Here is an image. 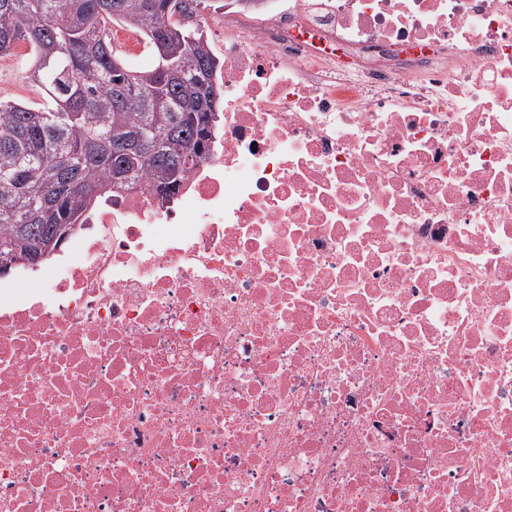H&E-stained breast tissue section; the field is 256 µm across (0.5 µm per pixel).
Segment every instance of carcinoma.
<instances>
[{
    "label": "carcinoma",
    "instance_id": "obj_1",
    "mask_svg": "<svg viewBox=\"0 0 512 512\" xmlns=\"http://www.w3.org/2000/svg\"><path fill=\"white\" fill-rule=\"evenodd\" d=\"M203 0H0V56L31 48L30 105L0 99V261L27 255L81 224L113 190L143 181L174 191L220 135L221 69L194 16ZM139 35L155 63L129 68L110 24ZM135 147L122 157L112 142Z\"/></svg>",
    "mask_w": 512,
    "mask_h": 512
}]
</instances>
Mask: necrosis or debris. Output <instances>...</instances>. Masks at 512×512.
<instances>
[{"label": "necrosis or debris", "mask_w": 512, "mask_h": 512, "mask_svg": "<svg viewBox=\"0 0 512 512\" xmlns=\"http://www.w3.org/2000/svg\"><path fill=\"white\" fill-rule=\"evenodd\" d=\"M268 2L169 201L0 288V512H512V0Z\"/></svg>", "instance_id": "necrosis-or-debris-1"}]
</instances>
